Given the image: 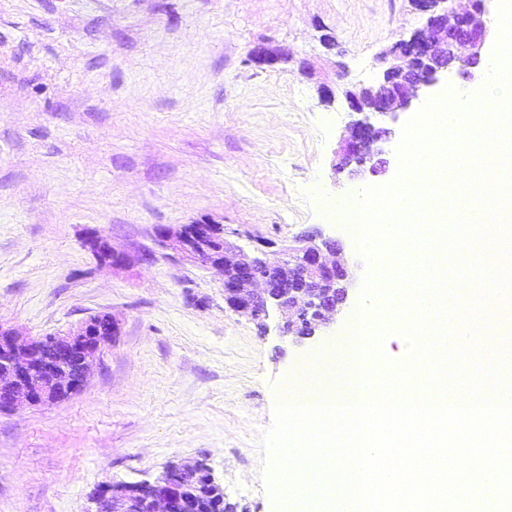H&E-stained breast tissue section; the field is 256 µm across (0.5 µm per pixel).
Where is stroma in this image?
Returning <instances> with one entry per match:
<instances>
[{
	"label": "stroma",
	"mask_w": 512,
	"mask_h": 512,
	"mask_svg": "<svg viewBox=\"0 0 512 512\" xmlns=\"http://www.w3.org/2000/svg\"><path fill=\"white\" fill-rule=\"evenodd\" d=\"M413 0H0V325L40 336L109 313L118 332L83 390L0 412V512H86L108 479L202 459L235 512H277L261 446L300 363L362 309L366 265L328 198L391 184L335 171L353 119L327 84H373ZM288 53L258 67L257 44ZM222 224L244 247L339 241L347 298L317 336L268 333L224 303L222 275L159 246L160 225ZM96 231L137 258L98 262Z\"/></svg>",
	"instance_id": "35a3bbf8"
}]
</instances>
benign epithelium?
I'll return each mask as SVG.
<instances>
[{"label":"benign epithelium","mask_w":512,"mask_h":512,"mask_svg":"<svg viewBox=\"0 0 512 512\" xmlns=\"http://www.w3.org/2000/svg\"><path fill=\"white\" fill-rule=\"evenodd\" d=\"M414 2L427 15L424 28L391 46L377 84L343 92L346 110L364 118L350 125L338 163L341 171L349 167L361 171L383 152L382 144L392 135V130L371 123L369 115L406 112L448 70L465 73L482 62L488 37L486 0H472V9L463 13L457 11L456 0ZM281 58L279 51L264 43L250 52V61L257 66H272ZM157 239L185 261L222 270L224 300L264 331L271 312L291 310L294 321L284 323L281 335L294 327L300 336H313L347 297V271L338 259L342 247L334 239L318 242L301 237L282 250L283 258L275 264L261 258L275 242L260 241L248 251L224 236L222 224L163 226ZM83 242L109 267L131 261L128 253L113 249L92 232ZM117 330L113 317L107 336L93 317L64 333L44 336L0 326V412L54 404L81 392L102 346L112 341ZM204 475L217 492L224 493L206 463L174 462L153 480H111L98 485L86 512H193L192 490Z\"/></svg>","instance_id":"obj_1"}]
</instances>
